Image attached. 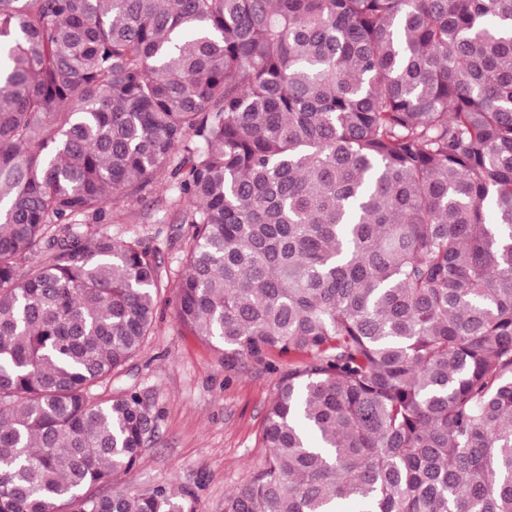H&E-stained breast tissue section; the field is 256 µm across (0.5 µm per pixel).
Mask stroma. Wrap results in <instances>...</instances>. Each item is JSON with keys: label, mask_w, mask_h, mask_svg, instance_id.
I'll list each match as a JSON object with an SVG mask.
<instances>
[{"label": "stroma", "mask_w": 512, "mask_h": 512, "mask_svg": "<svg viewBox=\"0 0 512 512\" xmlns=\"http://www.w3.org/2000/svg\"><path fill=\"white\" fill-rule=\"evenodd\" d=\"M173 194L170 176L156 177L143 201L120 203L112 222L100 227L115 239L142 242L165 277L153 333L123 372L92 397L136 391L156 419L138 464L117 474L113 488L133 494L168 486L194 494L197 512H224L225 494L243 485L266 457L260 437L288 363L271 368L245 359L225 368L221 353L177 323L175 285L193 228L170 209Z\"/></svg>", "instance_id": "1"}]
</instances>
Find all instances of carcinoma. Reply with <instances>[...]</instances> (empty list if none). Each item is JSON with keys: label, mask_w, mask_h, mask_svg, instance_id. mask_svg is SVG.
I'll use <instances>...</instances> for the list:
<instances>
[{"label": "carcinoma", "mask_w": 512, "mask_h": 512, "mask_svg": "<svg viewBox=\"0 0 512 512\" xmlns=\"http://www.w3.org/2000/svg\"><path fill=\"white\" fill-rule=\"evenodd\" d=\"M165 173L177 321L288 358L224 512H512V0H0V512H195L96 492L164 276L77 225Z\"/></svg>", "instance_id": "obj_1"}]
</instances>
